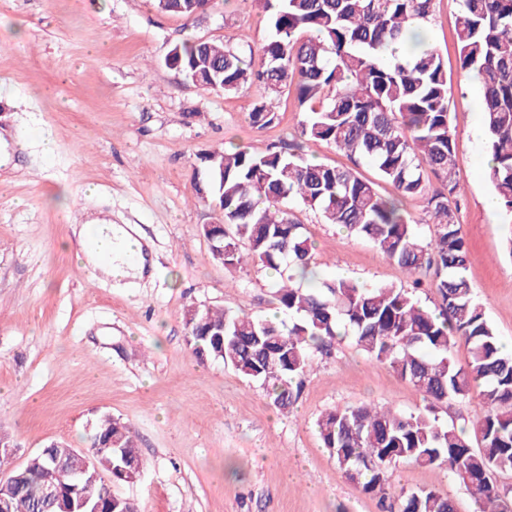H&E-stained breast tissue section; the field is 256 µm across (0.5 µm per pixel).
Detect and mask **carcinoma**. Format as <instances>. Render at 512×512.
<instances>
[{"instance_id": "cac0c4a2", "label": "carcinoma", "mask_w": 512, "mask_h": 512, "mask_svg": "<svg viewBox=\"0 0 512 512\" xmlns=\"http://www.w3.org/2000/svg\"><path fill=\"white\" fill-rule=\"evenodd\" d=\"M212 0H173L171 12L185 18L204 12ZM272 34L262 47L264 65L253 70L238 52L210 40L179 44L182 72L200 86L226 93L257 83L263 94L248 114L264 128L277 113L272 100L290 89L304 107L299 135L332 144L352 166L315 162L273 144L255 153L226 149L201 157L205 177L195 197L224 217L231 236L219 258L233 272L249 261L275 273L278 321L230 309L189 306L183 314L197 357L219 360L269 389L286 409L298 395V380L315 357L336 340L353 336L367 356L387 363L426 402L404 414L371 403L329 410L317 422L322 446L348 479L380 495L383 512H456L435 490L412 492L387 502L389 466L400 461L448 470L484 504L482 512H512V493L492 479L512 471V354L476 301L466 278L467 248L451 208L460 191L454 150L456 130L448 112V68L428 38L410 55H397L409 36L430 26L434 0H255ZM456 36L461 71L481 77L486 176L505 217L512 219V0H460ZM371 164L394 196L379 193L359 167ZM441 189L427 191L426 173ZM422 196L432 216L421 237L401 211L399 199ZM317 211L328 224L363 238L414 276H432L435 300L422 304L413 291L393 285L366 287L350 279L319 277L313 243L289 204ZM469 350L459 368L453 350ZM477 395L484 415L466 430L440 420L439 410ZM131 427L104 415L95 424L88 451L112 481H127L137 463ZM71 448L51 443L21 467L0 452V482L12 483L10 512H58L41 487L47 470L69 491L89 478L67 465ZM100 512H131L132 504L108 498L97 484Z\"/></svg>"}]
</instances>
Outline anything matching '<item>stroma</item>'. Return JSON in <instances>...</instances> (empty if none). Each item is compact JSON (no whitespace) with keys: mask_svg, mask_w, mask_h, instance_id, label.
I'll return each mask as SVG.
<instances>
[{"mask_svg":"<svg viewBox=\"0 0 512 512\" xmlns=\"http://www.w3.org/2000/svg\"><path fill=\"white\" fill-rule=\"evenodd\" d=\"M429 38L452 75L448 110L457 131L456 217L466 276L501 342L512 341V223L487 211L492 190L485 139L471 131L478 91L460 77L459 0H435ZM270 29L254 0H214L188 20L154 0H0V434L14 465L52 441L84 449L97 419L130 425L143 470L113 485L140 512H382L379 497L349 480L323 448L317 419L362 403L411 413L422 395L388 364L339 340L317 356L291 410L261 383L220 361H200L183 310L218 307L276 315L271 277L256 264L228 271L204 224L214 213L193 194L199 156L253 152L298 139L294 92L265 128L248 114V85L227 95L189 82L165 63L188 39L250 55ZM27 151H14V135ZM53 151L44 154L43 138ZM151 243L132 287L99 278L77 258L69 221L89 204ZM322 278L412 286L413 277L367 240L295 208ZM392 495L434 489L458 512L471 493L446 470L399 462Z\"/></svg>","mask_w":512,"mask_h":512,"instance_id":"obj_1","label":"stroma"}]
</instances>
